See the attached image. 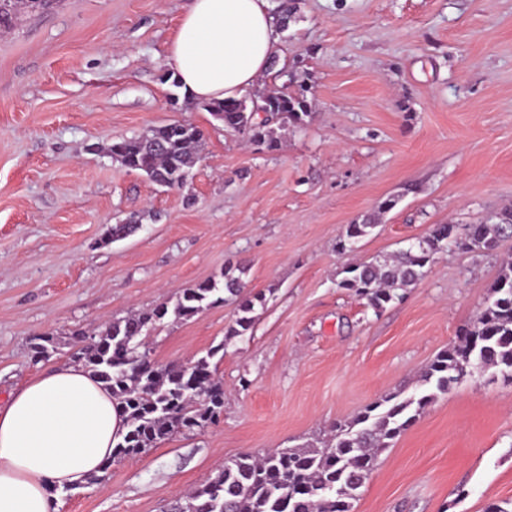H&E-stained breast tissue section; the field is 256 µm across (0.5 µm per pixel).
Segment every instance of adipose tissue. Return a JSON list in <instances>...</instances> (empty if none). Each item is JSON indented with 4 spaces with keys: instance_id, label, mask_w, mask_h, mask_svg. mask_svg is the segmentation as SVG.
<instances>
[{
    "instance_id": "obj_1",
    "label": "adipose tissue",
    "mask_w": 512,
    "mask_h": 512,
    "mask_svg": "<svg viewBox=\"0 0 512 512\" xmlns=\"http://www.w3.org/2000/svg\"><path fill=\"white\" fill-rule=\"evenodd\" d=\"M280 52L268 0H191L167 61L190 97L238 99ZM126 430L111 392L81 365L39 374L0 407V512H57L54 491L104 475Z\"/></svg>"
}]
</instances>
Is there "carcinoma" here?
I'll return each mask as SVG.
<instances>
[{
	"instance_id": "1",
	"label": "carcinoma",
	"mask_w": 512,
	"mask_h": 512,
	"mask_svg": "<svg viewBox=\"0 0 512 512\" xmlns=\"http://www.w3.org/2000/svg\"><path fill=\"white\" fill-rule=\"evenodd\" d=\"M48 0H0V31L13 26L18 8L36 9ZM309 87L272 93L257 92L250 100L202 102L200 106L224 128L248 136L268 149L278 146L277 129L300 124L309 115ZM265 108V116L253 104ZM203 134L197 127L175 121L150 133L115 142L114 159L126 168L146 175L169 189L183 187L197 162ZM142 221L138 213L114 224L111 237L123 239ZM376 220L366 218L347 225L337 242L340 253L371 234ZM512 237V209L489 220L472 224H437L431 233L383 261L364 262L343 269L339 286L366 300L379 311L402 298L397 290L416 284L436 255L450 246L475 253L496 248ZM240 278L224 275L183 289L174 305L160 303L105 326L96 336L81 338L75 358L110 390L126 416L127 431L115 445L112 458L141 454L175 433L202 429L216 421L224 408V389L212 379L210 359L222 350L216 346L184 366H144L147 330L172 314L191 319L204 309L226 301L224 294L239 299L237 317L224 340L244 336L253 328L257 308L265 294L243 295ZM50 335L35 339L32 355L41 360L55 350ZM485 368L512 375V263L502 266L490 296L476 320L463 328L458 339L441 351L422 375L425 388L409 396L390 393L372 403L348 424H337L322 447L309 445L277 448L262 456L241 454L224 463L215 476L196 486L169 512H350L351 499L374 470L380 453L408 430L437 394L462 380V371L476 354Z\"/></svg>"
}]
</instances>
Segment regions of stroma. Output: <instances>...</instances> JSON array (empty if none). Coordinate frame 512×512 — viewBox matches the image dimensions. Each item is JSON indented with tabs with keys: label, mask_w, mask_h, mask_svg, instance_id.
<instances>
[{
	"label": "stroma",
	"mask_w": 512,
	"mask_h": 512,
	"mask_svg": "<svg viewBox=\"0 0 512 512\" xmlns=\"http://www.w3.org/2000/svg\"><path fill=\"white\" fill-rule=\"evenodd\" d=\"M189 0H49L0 32V405L72 363L76 331L240 277L267 301L225 339L234 302L166 320L150 360L223 345L219 420L56 494L57 512H164L226 460L323 438L424 369L483 308L512 239L452 248L382 310L339 288L434 225L512 208V0H300L283 58L310 89L276 149L224 129L160 78ZM180 121L203 133L184 188L161 190L112 143ZM395 205L379 212L385 200ZM142 212L114 242L113 224ZM377 218L354 252L347 225ZM62 345L32 357L35 336ZM512 501V383L492 372L439 395L384 450L351 512H485Z\"/></svg>",
	"instance_id": "obj_1"
}]
</instances>
